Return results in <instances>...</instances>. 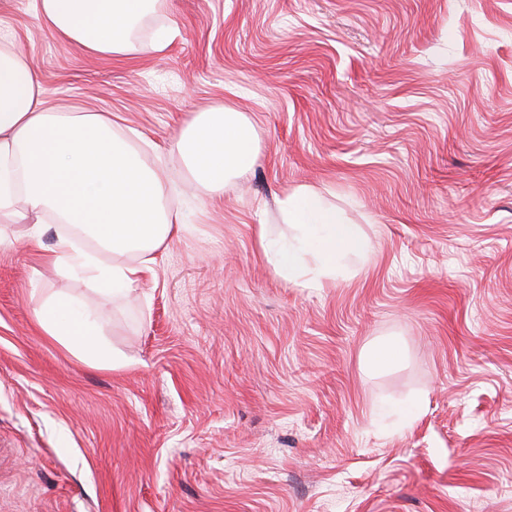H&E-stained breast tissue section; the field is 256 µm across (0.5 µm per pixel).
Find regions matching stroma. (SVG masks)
I'll use <instances>...</instances> for the list:
<instances>
[{"label":"stroma","mask_w":512,"mask_h":512,"mask_svg":"<svg viewBox=\"0 0 512 512\" xmlns=\"http://www.w3.org/2000/svg\"><path fill=\"white\" fill-rule=\"evenodd\" d=\"M0 38L132 133L182 223L115 303L45 262L63 225L0 222V512H512V0H163L112 57L0 0ZM226 105L259 151L214 196L175 142ZM302 185L370 244L325 288L256 241ZM52 298L101 356L39 326ZM403 357L402 345L397 340H388L371 347L365 361L373 369H384L398 363Z\"/></svg>","instance_id":"35a3bbf8"}]
</instances>
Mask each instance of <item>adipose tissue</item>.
<instances>
[{
  "instance_id": "1",
  "label": "adipose tissue",
  "mask_w": 512,
  "mask_h": 512,
  "mask_svg": "<svg viewBox=\"0 0 512 512\" xmlns=\"http://www.w3.org/2000/svg\"><path fill=\"white\" fill-rule=\"evenodd\" d=\"M154 0H30L40 23L55 37L95 55L130 49L131 23ZM194 181L210 193L253 165L259 151L255 125L225 107L199 113L176 141ZM158 171L146 166L129 135L100 113L51 111L36 69L19 48L0 42V215L23 203L34 217L31 243L41 222L70 224L90 235L114 260L106 264L78 250L71 236H58L54 257L85 271L101 293L121 296L150 272L155 252L177 231ZM279 209L292 234L279 240L267 225L256 229L263 258L281 280L302 288H324L348 258L364 256L369 244L308 187L286 191ZM52 336L64 337L77 354L93 352L99 328L91 313L66 301L39 312Z\"/></svg>"
}]
</instances>
